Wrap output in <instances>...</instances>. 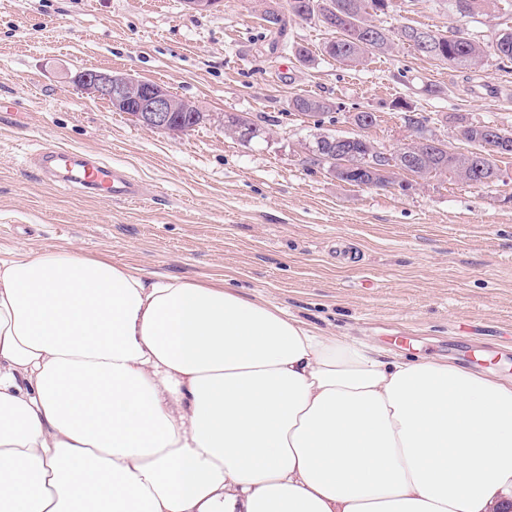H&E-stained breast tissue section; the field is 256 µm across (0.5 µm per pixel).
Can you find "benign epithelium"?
Masks as SVG:
<instances>
[{
  "mask_svg": "<svg viewBox=\"0 0 512 512\" xmlns=\"http://www.w3.org/2000/svg\"><path fill=\"white\" fill-rule=\"evenodd\" d=\"M74 84L81 93L108 101L115 111L133 113L140 126L149 131L181 134L185 128L174 122L173 113L200 111L196 103L174 96L163 85L138 79L129 73L84 70L76 75ZM358 130L359 133L353 137L328 132L315 135L314 146L310 150L325 146L336 151V166L328 169V175L335 178L339 172L351 167V163L342 156L345 155L347 142L362 138L361 131L365 127L360 126ZM432 140L436 142L438 138L429 135L412 137L394 151L376 145L362 159L363 166L376 172L386 183H397L402 188L410 186L413 181L445 179L448 177L447 171L421 169L415 164L414 157L420 146Z\"/></svg>",
  "mask_w": 512,
  "mask_h": 512,
  "instance_id": "7a95c632",
  "label": "benign epithelium"
}]
</instances>
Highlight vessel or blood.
Wrapping results in <instances>:
<instances>
[{
	"label": "vessel or blood",
	"instance_id": "1",
	"mask_svg": "<svg viewBox=\"0 0 512 512\" xmlns=\"http://www.w3.org/2000/svg\"><path fill=\"white\" fill-rule=\"evenodd\" d=\"M38 165L49 180L102 198L132 200L139 195L127 175L87 152L49 147L40 153Z\"/></svg>",
	"mask_w": 512,
	"mask_h": 512
}]
</instances>
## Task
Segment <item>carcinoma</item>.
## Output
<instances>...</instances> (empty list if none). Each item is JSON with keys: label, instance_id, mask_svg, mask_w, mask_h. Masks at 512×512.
Returning a JSON list of instances; mask_svg holds the SVG:
<instances>
[{"label": "carcinoma", "instance_id": "cac0c4a2", "mask_svg": "<svg viewBox=\"0 0 512 512\" xmlns=\"http://www.w3.org/2000/svg\"><path fill=\"white\" fill-rule=\"evenodd\" d=\"M380 2L385 3L387 0H288V11L305 20H310L319 13L324 15L335 33V37L325 44L324 53L345 65L357 66L372 56L389 51L387 37L396 39L406 30L404 26L393 30L375 23L373 15L378 12L385 13L378 6ZM449 6L464 17L490 6L504 13L512 12V0H450ZM411 47L420 54L435 60L440 58L458 69L476 67L484 56V49L460 32L454 34V39L441 45L435 43L427 46L416 41ZM290 107L305 115H325L331 109L326 100L308 96L292 99ZM403 120L412 136L428 130L430 122V118L416 113L404 114ZM455 129L462 130L463 138L475 141L481 136L483 126L461 116L455 122ZM420 162L425 168H444L466 182L470 180L475 183L492 176L494 168L497 167L496 156L489 152L482 174L473 176L469 158L462 153L448 150L445 144L427 147L420 155Z\"/></svg>", "mask_w": 512, "mask_h": 512}]
</instances>
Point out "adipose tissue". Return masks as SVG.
<instances>
[{"instance_id": "obj_1", "label": "adipose tissue", "mask_w": 512, "mask_h": 512, "mask_svg": "<svg viewBox=\"0 0 512 512\" xmlns=\"http://www.w3.org/2000/svg\"><path fill=\"white\" fill-rule=\"evenodd\" d=\"M512 381L223 285L0 262V512H506Z\"/></svg>"}]
</instances>
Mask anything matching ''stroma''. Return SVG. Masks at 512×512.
Returning a JSON list of instances; mask_svg holds the SVG:
<instances>
[{"label": "stroma", "mask_w": 512, "mask_h": 512, "mask_svg": "<svg viewBox=\"0 0 512 512\" xmlns=\"http://www.w3.org/2000/svg\"><path fill=\"white\" fill-rule=\"evenodd\" d=\"M263 0H222L206 13L181 0H0V261L73 251L141 272L225 283L317 332L406 359L444 360L512 381V157L502 176L409 189L351 186L310 167L317 130L398 148L401 104L461 149L453 115L512 130V62L487 54L460 70L399 43L347 67L323 51L331 31L288 16L276 40ZM385 25L461 30L493 45L512 17H463L448 0H391ZM314 60L302 64L297 48ZM83 70H112L195 101L205 124L172 135L142 128L81 95ZM429 84L440 94L426 92ZM329 100L320 124L291 111L298 96ZM243 114L263 134L225 135ZM79 149L127 170L147 197L113 202L49 182L43 148Z\"/></svg>", "instance_id": "obj_1"}]
</instances>
